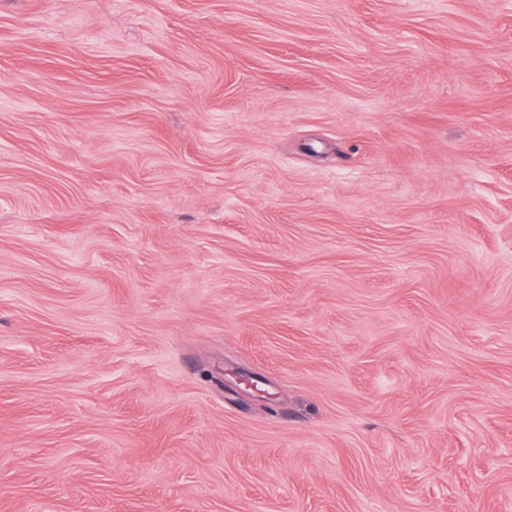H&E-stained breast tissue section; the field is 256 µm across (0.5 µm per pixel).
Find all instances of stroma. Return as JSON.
<instances>
[{"mask_svg": "<svg viewBox=\"0 0 512 512\" xmlns=\"http://www.w3.org/2000/svg\"><path fill=\"white\" fill-rule=\"evenodd\" d=\"M0 512H512V0H0Z\"/></svg>", "mask_w": 512, "mask_h": 512, "instance_id": "35a3bbf8", "label": "stroma"}]
</instances>
